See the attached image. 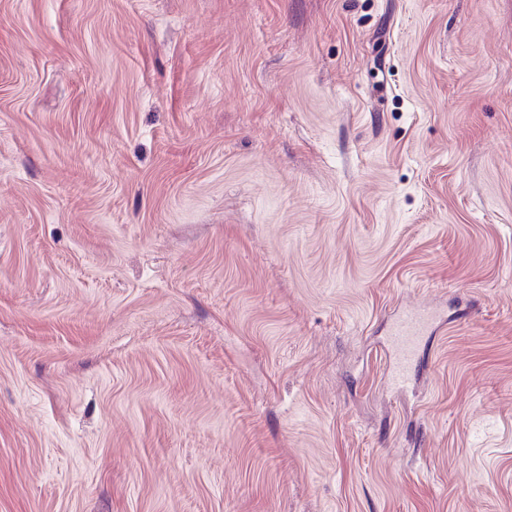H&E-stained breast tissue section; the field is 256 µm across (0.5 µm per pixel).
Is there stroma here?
<instances>
[{"mask_svg":"<svg viewBox=\"0 0 512 512\" xmlns=\"http://www.w3.org/2000/svg\"><path fill=\"white\" fill-rule=\"evenodd\" d=\"M0 512H512V0H0ZM429 324L427 314L411 310L400 313L390 326V341L397 355L392 375L398 383L406 382Z\"/></svg>","mask_w":512,"mask_h":512,"instance_id":"stroma-1","label":"stroma"}]
</instances>
